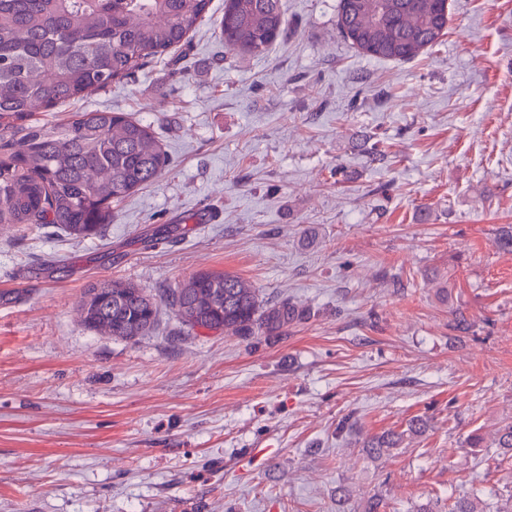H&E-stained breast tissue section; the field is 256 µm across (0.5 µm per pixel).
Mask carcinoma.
<instances>
[{
	"mask_svg": "<svg viewBox=\"0 0 512 512\" xmlns=\"http://www.w3.org/2000/svg\"><path fill=\"white\" fill-rule=\"evenodd\" d=\"M211 0H0V224H55L81 240L100 234L112 205L156 180L167 159L153 126L123 112H77L60 124L29 123L36 112L130 79L183 45ZM338 28L362 54L406 61L439 44L444 0H339ZM224 49L262 55L285 32L283 0H224L216 21ZM191 327L254 337L306 317L290 302L265 306L236 275L200 272L165 299ZM101 336L135 341L151 332L159 304L112 279L91 284L77 307ZM390 431L367 441L374 457L401 444ZM470 448L512 452V422ZM478 494L451 512H482Z\"/></svg>",
	"mask_w": 512,
	"mask_h": 512,
	"instance_id": "1",
	"label": "carcinoma"
}]
</instances>
